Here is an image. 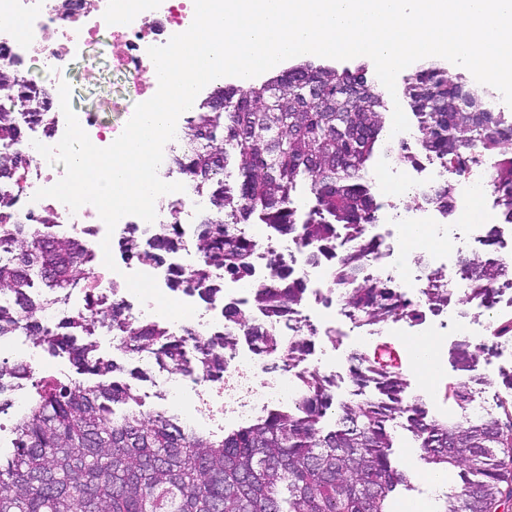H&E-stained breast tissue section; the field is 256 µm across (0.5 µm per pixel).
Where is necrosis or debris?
<instances>
[{
	"instance_id": "obj_1",
	"label": "necrosis or debris",
	"mask_w": 512,
	"mask_h": 512,
	"mask_svg": "<svg viewBox=\"0 0 512 512\" xmlns=\"http://www.w3.org/2000/svg\"><path fill=\"white\" fill-rule=\"evenodd\" d=\"M119 11L124 14L122 25H108V16ZM2 14L23 18L26 34L21 37L11 27L0 26V67L11 69L25 80L35 73H45V80L36 82L35 87L38 96L48 103L45 125H31L34 141L24 146L29 163L13 190L15 216L32 223L43 215H51L49 235L78 237L95 256H102L104 236L121 242L133 222L132 217H123L110 233L92 205H83L74 212L56 199L37 201L33 198L37 189L53 185L64 174L63 165L49 164L36 149L40 143L56 145L66 129L58 77L70 69L74 57L84 47L104 41L111 49L113 70L132 77V92L139 101L150 99L157 86L144 79L151 64L147 50L166 44L177 31L193 21L192 0H0ZM444 177L453 188L447 209L421 199L416 209L399 214L400 223L437 224L450 217L459 224L476 225L482 221L484 210L476 206L475 201L491 195L492 189L488 179L476 176L473 171L452 174L432 160L405 172L403 184L421 198ZM195 230L194 224H187L181 246L163 263L134 268L119 256L115 259L116 270L97 265L86 285L74 292L62 295L50 288L41 289L46 302L44 322L55 326L72 321L86 312L88 301L93 299L103 308L115 302L125 304L136 320L163 323L171 335H179L192 298L187 294L169 295V278L173 270L187 269L198 263L199 256L193 246ZM303 255L298 247L266 235L264 246L253 256L254 281L269 283L274 261L284 260L294 275L305 280L313 304H322L325 298L322 287L338 257L327 255L321 264L312 266ZM363 274L390 280L406 294L416 308L415 327L422 335H431L433 313L423 295L431 275L428 268L409 271L404 264L392 261L390 253L386 252L369 260ZM157 385L168 399H180L186 391H193V412L188 425L202 421L217 430L222 429L227 420L249 419L256 408L285 403L294 397L287 375L266 374L264 363L249 354L233 355L220 380L169 372L160 375Z\"/></svg>"
}]
</instances>
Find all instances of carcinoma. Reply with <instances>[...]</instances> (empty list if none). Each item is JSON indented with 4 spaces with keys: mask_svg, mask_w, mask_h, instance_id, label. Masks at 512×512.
<instances>
[{
    "mask_svg": "<svg viewBox=\"0 0 512 512\" xmlns=\"http://www.w3.org/2000/svg\"><path fill=\"white\" fill-rule=\"evenodd\" d=\"M363 79V72L299 63L261 81L225 84L202 99L172 163L212 210L197 226L200 262L175 273L171 288L196 292L208 302L222 293L218 272L250 283L257 243L240 225L252 219L277 237L295 239L311 264L336 248L342 228L350 233V247L333 282L348 290L347 315L366 326L414 318L412 303L399 289L362 274L363 261L382 246L365 236L377 210L366 174L376 151L392 154L382 146L383 93L373 90L350 112L336 95L337 88ZM309 84L321 88L326 102L302 110L300 92ZM1 88L0 290H11L12 299L0 304V337L22 329L36 345L68 354L86 379L35 384L31 404L13 427V452L0 457V512H391L393 494L408 483L392 459L400 428L433 470L457 471L459 481L438 494L436 512H498L512 501V400H499L495 414L469 416L473 394L463 379L446 387L462 415H432L410 395L399 369L364 354L350 358L355 398L334 402L336 378L300 370L292 401L222 435L138 410L132 385L105 381L121 366L93 355V328H112L122 336L126 354H147L160 367L187 376L222 378L242 338L257 356H276L291 371L314 348L315 331L299 321L307 285L279 264L271 283L248 293V306L268 318L297 321L301 335L290 342L244 321L237 301L224 305L227 330L206 337L186 328L173 338L159 323L134 320L118 303L69 324L46 326L43 306L27 288L36 279L62 291L77 287L91 274L94 254L77 238H50L13 218L15 199L6 187L28 165L14 149L25 133L16 112L26 109L34 123L45 113L32 91L2 69ZM404 94L430 157L455 168L490 161L496 205L512 221V118L434 65L416 69ZM219 104L224 111H215ZM302 183L310 185L315 204L301 218L295 192ZM179 245V225L171 224L150 250L132 239L125 249L142 262L159 264ZM461 268L474 296L491 309L500 264L464 259ZM426 295L433 309L448 307V289L436 272ZM485 350L462 344L456 370L477 380L472 372ZM30 379L25 367L0 360V395Z\"/></svg>",
    "mask_w": 512,
    "mask_h": 512,
    "instance_id": "cac0c4a2",
    "label": "carcinoma"
}]
</instances>
